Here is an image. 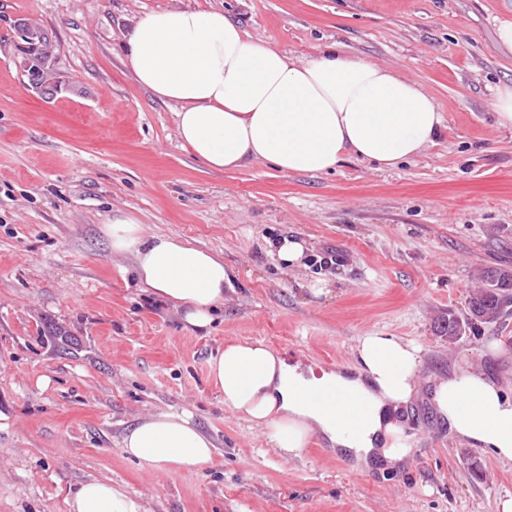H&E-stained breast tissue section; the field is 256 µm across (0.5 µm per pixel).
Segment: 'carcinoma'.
Returning a JSON list of instances; mask_svg holds the SVG:
<instances>
[{"mask_svg": "<svg viewBox=\"0 0 512 512\" xmlns=\"http://www.w3.org/2000/svg\"><path fill=\"white\" fill-rule=\"evenodd\" d=\"M23 43L25 52L34 59L31 66L22 67L23 72L32 86L42 88L43 96L53 97L49 91L52 58L45 55V51L53 49L51 38L40 24L30 21ZM511 313L512 267H491L483 271L481 286L469 296L467 317L461 319L448 313V319L441 325V333L448 337V341L456 342L464 336L470 324H493Z\"/></svg>", "mask_w": 512, "mask_h": 512, "instance_id": "obj_1", "label": "carcinoma"}]
</instances>
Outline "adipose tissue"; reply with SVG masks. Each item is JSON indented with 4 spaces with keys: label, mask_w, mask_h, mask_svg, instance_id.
Instances as JSON below:
<instances>
[{
    "label": "adipose tissue",
    "mask_w": 512,
    "mask_h": 512,
    "mask_svg": "<svg viewBox=\"0 0 512 512\" xmlns=\"http://www.w3.org/2000/svg\"><path fill=\"white\" fill-rule=\"evenodd\" d=\"M124 63L159 101L178 107L183 147L213 170L265 161L283 173L320 174L351 154L391 169L421 155L443 123L420 84L395 70L320 47L298 61L248 37L216 9L150 13L131 26ZM112 251L131 255L134 275L151 295L181 313L186 325L210 327L224 305L229 277L216 253L173 236L145 233L117 215L104 225ZM353 372H303L264 341L227 343L209 361V380L225 407L265 430L269 448L304 453L313 434L357 463L392 470L411 448L402 411L423 364L419 345L372 331L356 340ZM334 390L336 406L322 404ZM434 402L450 433L512 463V390L460 368L439 380ZM121 448L158 471H194L211 462L213 442L187 413L159 412L125 433ZM68 512H147L139 498L100 480L82 482Z\"/></svg>",
    "instance_id": "ef3b65f1"
}]
</instances>
